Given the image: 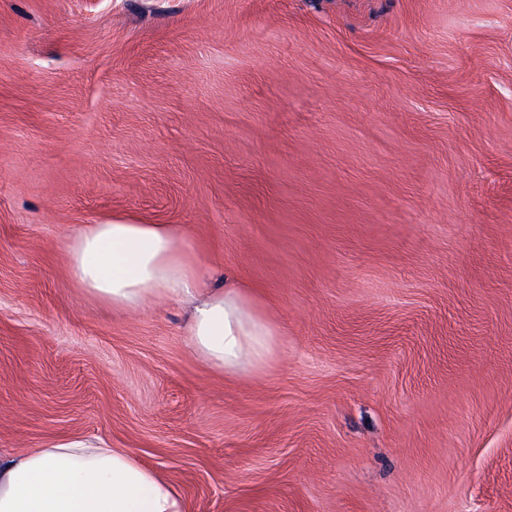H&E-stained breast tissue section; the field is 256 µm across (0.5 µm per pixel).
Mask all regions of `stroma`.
Returning a JSON list of instances; mask_svg holds the SVG:
<instances>
[{"instance_id":"1","label":"stroma","mask_w":512,"mask_h":512,"mask_svg":"<svg viewBox=\"0 0 512 512\" xmlns=\"http://www.w3.org/2000/svg\"><path fill=\"white\" fill-rule=\"evenodd\" d=\"M182 225L263 372L68 280ZM101 439L188 512H512V0H0V453Z\"/></svg>"}]
</instances>
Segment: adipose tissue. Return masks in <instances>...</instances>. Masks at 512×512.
I'll list each match as a JSON object with an SVG mask.
<instances>
[{
  "mask_svg": "<svg viewBox=\"0 0 512 512\" xmlns=\"http://www.w3.org/2000/svg\"><path fill=\"white\" fill-rule=\"evenodd\" d=\"M70 283L118 311L160 298L188 306L185 332L210 370L258 372L279 357L281 331L237 279L208 268L174 224H85L66 241ZM0 512H187L174 485L122 448L75 439L0 454Z\"/></svg>",
  "mask_w": 512,
  "mask_h": 512,
  "instance_id": "adipose-tissue-1",
  "label": "adipose tissue"
}]
</instances>
